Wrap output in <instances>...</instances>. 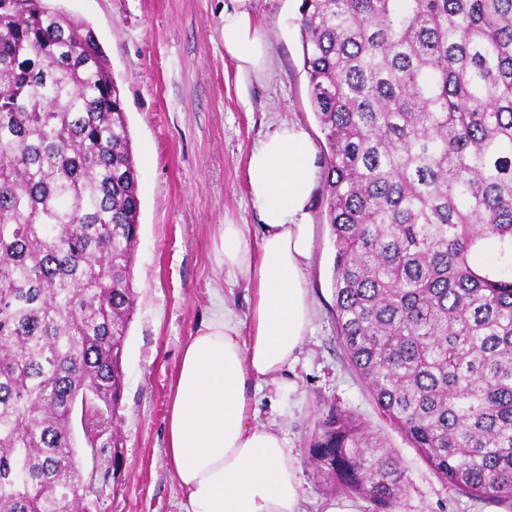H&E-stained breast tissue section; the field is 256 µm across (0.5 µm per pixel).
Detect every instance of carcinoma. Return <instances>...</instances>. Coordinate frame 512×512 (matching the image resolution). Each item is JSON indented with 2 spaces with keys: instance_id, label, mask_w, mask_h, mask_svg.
<instances>
[{
  "instance_id": "obj_1",
  "label": "carcinoma",
  "mask_w": 512,
  "mask_h": 512,
  "mask_svg": "<svg viewBox=\"0 0 512 512\" xmlns=\"http://www.w3.org/2000/svg\"><path fill=\"white\" fill-rule=\"evenodd\" d=\"M298 25L346 360L440 479L511 510L512 0H302ZM139 216L94 30L0 0V512H78L74 417L93 446L122 405ZM308 453L397 512L358 415L322 411Z\"/></svg>"
}]
</instances>
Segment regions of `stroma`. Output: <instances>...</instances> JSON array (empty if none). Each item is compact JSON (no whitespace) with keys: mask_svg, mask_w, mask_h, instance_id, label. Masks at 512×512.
<instances>
[{"mask_svg":"<svg viewBox=\"0 0 512 512\" xmlns=\"http://www.w3.org/2000/svg\"><path fill=\"white\" fill-rule=\"evenodd\" d=\"M87 22L121 91L139 169L140 233L133 263L135 310L123 367V408L97 446L76 442L88 488L80 512H185L166 456V420L184 344L223 297L248 320L242 274H225L214 242L224 224H247L250 248L261 230L246 191L250 150L281 123L306 128L314 148L324 135L312 111L297 20L301 0H249L270 44L272 66L240 80L224 52L225 0H44ZM315 190L307 279L315 304L283 387L257 397L258 419L288 440L301 469L306 512H325L343 493L307 457L320 410L357 414L401 461L407 481L399 512H507L448 486L379 412L348 365L336 333L331 276L334 247Z\"/></svg>","mask_w":512,"mask_h":512,"instance_id":"35a3bbf8","label":"stroma"}]
</instances>
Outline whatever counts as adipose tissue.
<instances>
[{
    "label": "adipose tissue",
    "mask_w": 512,
    "mask_h": 512,
    "mask_svg": "<svg viewBox=\"0 0 512 512\" xmlns=\"http://www.w3.org/2000/svg\"><path fill=\"white\" fill-rule=\"evenodd\" d=\"M246 2L230 0L223 27L224 51L243 79L269 67L267 42ZM316 182L315 151L299 124H282L248 156L259 246L248 247V225L225 224L216 257L226 272L245 275L249 321L226 308L189 338L166 422V454L187 512H305L296 459L274 425L258 422L255 396L263 384L280 383L313 329L306 268Z\"/></svg>",
    "instance_id": "adipose-tissue-1"
}]
</instances>
